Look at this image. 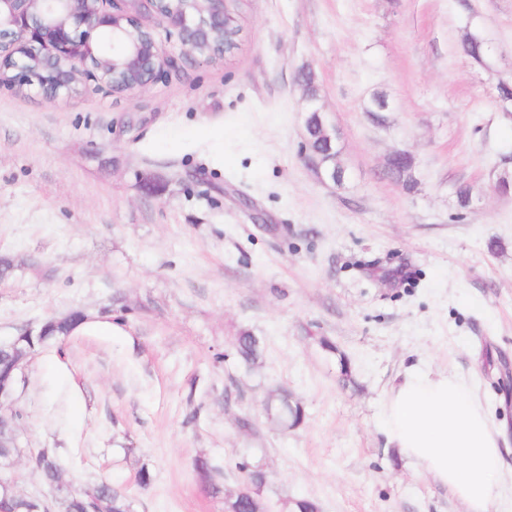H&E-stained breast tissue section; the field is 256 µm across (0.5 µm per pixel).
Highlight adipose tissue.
Listing matches in <instances>:
<instances>
[{
  "mask_svg": "<svg viewBox=\"0 0 512 512\" xmlns=\"http://www.w3.org/2000/svg\"><path fill=\"white\" fill-rule=\"evenodd\" d=\"M383 418L389 444L404 458L448 486L468 512H490L503 433L463 379L408 369L391 387Z\"/></svg>",
  "mask_w": 512,
  "mask_h": 512,
  "instance_id": "ef3b65f1",
  "label": "adipose tissue"
}]
</instances>
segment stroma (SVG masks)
I'll return each mask as SVG.
<instances>
[{"label":"stroma","instance_id":"obj_1","mask_svg":"<svg viewBox=\"0 0 512 512\" xmlns=\"http://www.w3.org/2000/svg\"><path fill=\"white\" fill-rule=\"evenodd\" d=\"M235 48L208 60L163 26L160 78L49 100L0 90V341L70 309L82 330L18 384L28 497L109 483L133 512H224L262 468L264 512H467L389 448L383 405L419 366L464 379L505 433L512 497V0H226ZM482 33L491 66L461 50ZM309 73L346 178L307 167ZM385 93L386 112H368ZM412 153L413 188L386 174ZM154 182L160 193L146 194ZM475 191L460 209L455 187ZM260 360L244 365L241 332ZM304 411L283 428L268 393ZM206 460L213 485L196 470ZM151 481L139 486L138 469ZM237 352L245 364H254L262 356L260 340L244 331L237 338Z\"/></svg>","mask_w":512,"mask_h":512}]
</instances>
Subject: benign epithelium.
<instances>
[{"label":"benign epithelium","instance_id":"7a95c632","mask_svg":"<svg viewBox=\"0 0 512 512\" xmlns=\"http://www.w3.org/2000/svg\"><path fill=\"white\" fill-rule=\"evenodd\" d=\"M174 30L189 53L207 59L224 55L215 35L232 27L224 0H0V88L37 82L50 100L75 91L92 78L114 94H132L161 73L159 49L144 14ZM136 74L128 84L106 78L109 64ZM17 353L13 381H0V419L12 413L25 370Z\"/></svg>","mask_w":512,"mask_h":512}]
</instances>
